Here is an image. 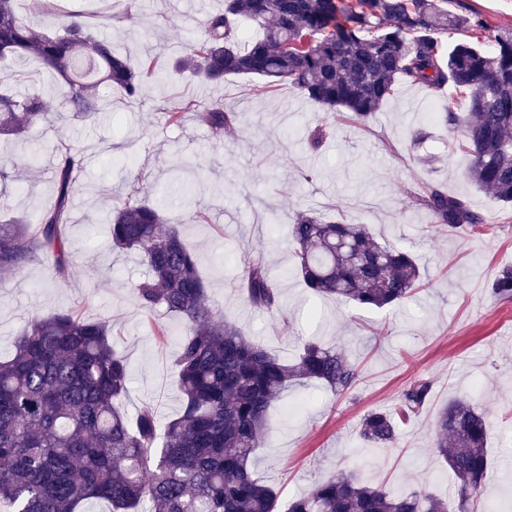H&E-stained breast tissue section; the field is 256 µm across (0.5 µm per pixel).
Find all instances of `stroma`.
<instances>
[{"mask_svg": "<svg viewBox=\"0 0 512 512\" xmlns=\"http://www.w3.org/2000/svg\"><path fill=\"white\" fill-rule=\"evenodd\" d=\"M222 0H135V22L113 23L114 49L138 63L158 57L172 73L164 84L147 83L140 100L120 93L97 118L78 120L61 110L53 74L32 59L14 60L18 93L39 88L52 123L28 128L23 138L0 136V216L31 218L55 198L51 167L61 147L83 150L76 175L72 224L74 268L54 276L39 258L0 274V355H7L33 315L59 308L115 327L116 348L128 360L130 381L123 406L135 416L152 402L161 421L174 418L181 393L174 360L182 325L158 309L137 307L131 287L146 268L136 253L108 247L105 216L127 198L164 191L168 216L200 257L210 298L246 336L282 357L294 358L304 342L336 348L361 371L346 393L333 395L314 382L294 384L270 411L264 446L254 472L278 493V508L317 483L349 470L390 493L431 491L447 496L457 483L432 450L431 427L439 410L458 397L470 399L490 421L489 482L473 495L470 512H506L512 506V300L488 288L512 267V206L477 189L467 176L469 156L456 133L430 117L437 98L421 87L398 85L369 121L328 111L298 90L264 88L238 75L200 86L176 73L187 35L199 32L207 12ZM450 11L478 16L488 32L512 31V0H450ZM223 103L235 112L233 131L216 137L187 114L181 125L162 111L187 96ZM328 136L319 148L309 137ZM427 134L415 142L414 131ZM38 167H30L31 149ZM442 185L493 219L478 233L451 232L417 201L428 184ZM301 211L348 224H364L379 243L406 247L419 263L417 293L392 310L360 309L312 293L297 275L288 244L289 226ZM264 251L281 293L277 311L247 304L238 283L250 259ZM166 335H158V328ZM429 383L420 412L400 428L397 443L380 448L359 438L363 416L389 410L410 384Z\"/></svg>", "mask_w": 512, "mask_h": 512, "instance_id": "obj_1", "label": "stroma"}]
</instances>
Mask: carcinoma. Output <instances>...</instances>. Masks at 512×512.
Wrapping results in <instances>:
<instances>
[{
    "label": "carcinoma",
    "mask_w": 512,
    "mask_h": 512,
    "mask_svg": "<svg viewBox=\"0 0 512 512\" xmlns=\"http://www.w3.org/2000/svg\"><path fill=\"white\" fill-rule=\"evenodd\" d=\"M15 0H0V59L31 56L66 86L62 108L78 117L100 111L112 91L137 100L149 81L163 83L156 59L142 69L112 52L79 10L58 0H36L53 17L54 30L38 31L20 19ZM448 0H224L189 38L177 66L202 83L227 75L259 77L267 86L288 84L329 110L369 119L398 84L437 96L451 86L467 100L453 101L438 120L460 132L471 156L470 180L512 205V33H486L478 20L448 13ZM263 36L242 44L239 21ZM470 28L473 42L443 50L439 35ZM197 119L218 136L236 113L224 104H192ZM43 95L0 93V134L48 123ZM80 152L64 147L54 167L55 200L34 222L0 224V273L21 269L40 251L54 273L72 268V244L62 227L72 223L74 173ZM421 205L450 231H474L489 217L443 187L426 186ZM164 203L127 199L107 218L112 248L138 253L147 275L134 284L137 306L162 308L185 330L176 353L181 392L177 416L159 425L143 404L134 420L121 406L129 367L112 342V325L87 320L74 309L35 315L0 358V512H80L103 500L112 512H277L275 489L252 467L263 446L269 411L289 385L312 381L336 394L348 391L360 371L335 349L307 342L287 362L249 340L211 302L195 252L175 229L162 230ZM288 244L298 272L316 294L365 308H388L412 297L422 272L412 253L377 243L363 224L327 221L299 212ZM239 289L260 310L279 306L263 254L245 268ZM512 299V269L491 286ZM430 385L404 390L391 412H370L360 437L389 447L399 423L424 406ZM487 416L465 398L444 406L434 423V448L459 484L454 512H468L470 495L489 478ZM288 512H448L428 493L389 494L341 473L298 497Z\"/></svg>",
    "instance_id": "carcinoma-1"
}]
</instances>
